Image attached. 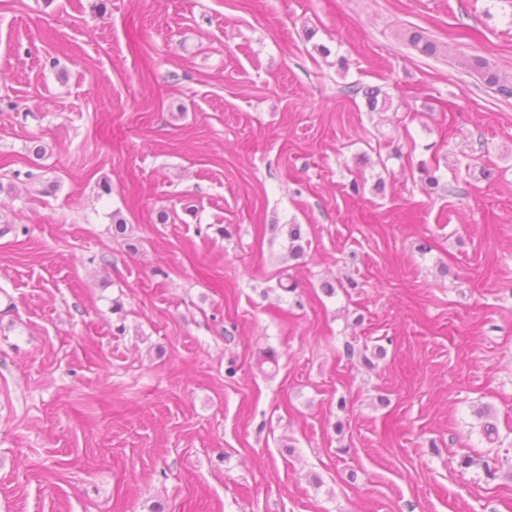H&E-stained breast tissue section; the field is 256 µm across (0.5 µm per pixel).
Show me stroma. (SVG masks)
Instances as JSON below:
<instances>
[{
	"label": "stroma",
	"instance_id": "35a3bbf8",
	"mask_svg": "<svg viewBox=\"0 0 512 512\" xmlns=\"http://www.w3.org/2000/svg\"><path fill=\"white\" fill-rule=\"evenodd\" d=\"M473 55L512 0H0V512H512ZM398 35L401 40L427 56L439 55L445 50L441 44L428 38V36H426V34L420 29L406 28L404 30H400Z\"/></svg>",
	"mask_w": 512,
	"mask_h": 512
}]
</instances>
